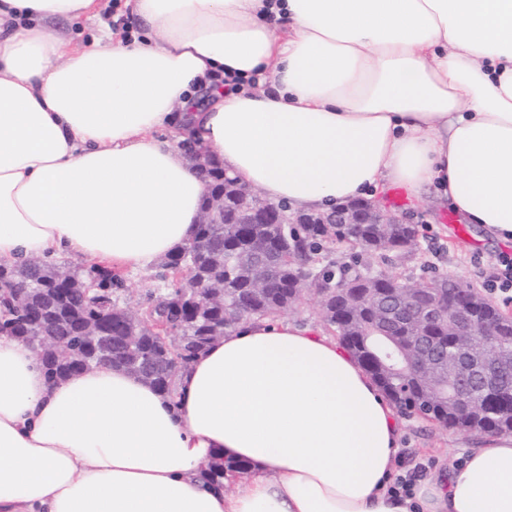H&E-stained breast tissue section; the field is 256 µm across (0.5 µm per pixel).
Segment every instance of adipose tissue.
Wrapping results in <instances>:
<instances>
[{
  "instance_id": "1",
  "label": "adipose tissue",
  "mask_w": 512,
  "mask_h": 512,
  "mask_svg": "<svg viewBox=\"0 0 512 512\" xmlns=\"http://www.w3.org/2000/svg\"><path fill=\"white\" fill-rule=\"evenodd\" d=\"M103 8L0 0V265L120 274L190 243L189 138L292 212L385 180L512 240V0H125L131 33L52 30ZM404 424L336 339L283 317L240 321L172 396L109 364L50 380L0 336V512H512V433L408 497ZM226 460L249 464L229 492L200 474Z\"/></svg>"
}]
</instances>
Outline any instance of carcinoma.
Masks as SVG:
<instances>
[{
  "mask_svg": "<svg viewBox=\"0 0 512 512\" xmlns=\"http://www.w3.org/2000/svg\"><path fill=\"white\" fill-rule=\"evenodd\" d=\"M207 190H225L232 193L236 180L224 177V168L212 166L205 179ZM227 224H200L195 238L178 252L167 257L165 267L173 275L181 273L175 265L191 267L197 272L224 280V308L203 309L196 318L190 319L182 328L186 343L182 354L187 364L202 353L209 345V335L215 327L224 325L229 330L241 317L235 310L236 300L249 288L247 262L234 260L235 252L245 244L240 235H231ZM248 237L266 246L269 256L288 250L298 262L295 268L271 265L279 285L269 293L260 294L253 300L255 316L258 318L277 317L290 310L297 301L295 284L296 272L303 267L313 275L330 273L319 267L321 251L326 244L338 248H347L346 237L351 233L348 224H300L297 230H281L278 224H250L239 227ZM356 230L367 242L363 249L365 266L353 277L341 274L339 280L351 279L357 283L356 290L347 295L339 294L331 299L323 313L324 324L337 332L338 341L343 344L357 362L374 378L381 390L392 400L396 407L405 413L416 414L422 419L448 430L470 433L511 432L512 406L506 404L493 408L486 402L483 392H473L471 408L462 413L448 405L441 386L451 377H460L462 373L455 365L454 356L463 355L471 360L496 359L512 366V344L509 337L497 339L479 334L458 338L453 335L448 322L419 325L407 318L398 322L393 340L377 334L379 316L375 313L373 302L377 297H391L399 291L401 278L394 273L375 271L372 264H390L404 245L411 241L419 247L416 228L412 224H400L385 227L381 224H359ZM224 244V266L212 261L208 250L217 242ZM13 278L30 288L36 305L58 303V297L45 285L50 276L52 264L41 262L22 266H11ZM95 285L88 295L77 292L83 284ZM458 281L448 276L437 279L421 277L415 282L416 293L422 303L438 291L454 288ZM119 285V280L94 267L81 273H75L68 295V308L81 318L85 315L99 314L109 319L112 336L121 341L132 338L130 346L119 355L117 366L140 376L144 370L146 353L157 350V344L146 323L162 320L155 307L141 309V312L129 317L123 308H112L107 313L100 304L102 288ZM0 333L26 337V342L38 344L39 338L34 329H25L13 325V315L0 317ZM73 349L70 359L86 370L94 363L84 357V344L78 329L71 332ZM159 380L153 381L158 389L172 394L176 390L178 373H170L158 359ZM247 468L244 462L226 461L224 467L207 469L206 481L219 485L227 472H239Z\"/></svg>",
  "mask_w": 512,
  "mask_h": 512,
  "instance_id": "obj_1",
  "label": "carcinoma"
}]
</instances>
